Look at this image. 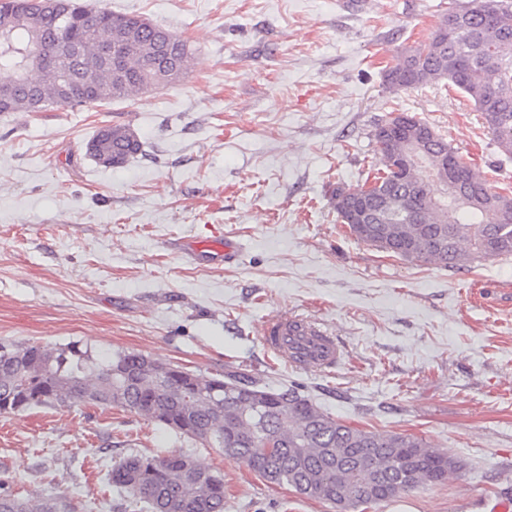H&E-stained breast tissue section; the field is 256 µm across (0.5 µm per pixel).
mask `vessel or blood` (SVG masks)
<instances>
[{"label": "vessel or blood", "instance_id": "1", "mask_svg": "<svg viewBox=\"0 0 512 512\" xmlns=\"http://www.w3.org/2000/svg\"><path fill=\"white\" fill-rule=\"evenodd\" d=\"M181 248L198 261L230 257L238 251L237 243L229 239L203 243L190 238L183 240ZM258 335L266 350L295 368L329 373L343 359L335 336L296 315L285 314L263 323Z\"/></svg>", "mask_w": 512, "mask_h": 512}]
</instances>
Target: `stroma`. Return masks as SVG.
Here are the masks:
<instances>
[{
    "instance_id": "stroma-1",
    "label": "stroma",
    "mask_w": 512,
    "mask_h": 512,
    "mask_svg": "<svg viewBox=\"0 0 512 512\" xmlns=\"http://www.w3.org/2000/svg\"><path fill=\"white\" fill-rule=\"evenodd\" d=\"M84 2L167 29L195 61L130 100L0 113V339L291 384L348 424L415 435L463 464L356 512L512 501V257L459 269L404 261L358 242L331 203L371 174L374 130L398 112L512 191V159L462 93L384 84L397 50L426 44L448 0ZM115 123L143 152L106 168L86 144ZM213 236L237 241L233 261L176 249ZM285 312L344 345L336 373L266 353L258 326ZM135 454H184L223 475L224 512H336L128 411L0 416V483L21 497L138 512L108 481Z\"/></svg>"
}]
</instances>
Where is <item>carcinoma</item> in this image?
<instances>
[{
    "mask_svg": "<svg viewBox=\"0 0 512 512\" xmlns=\"http://www.w3.org/2000/svg\"><path fill=\"white\" fill-rule=\"evenodd\" d=\"M66 11L67 23L55 10ZM165 29L145 26L143 17L92 11L78 0H56L26 10L21 0H0V112H28L39 97L40 110L131 99L149 87L180 81L194 57L191 45ZM125 42L120 72L99 64L103 47ZM59 43L53 58L40 45ZM83 53L71 59L69 45ZM73 84V98L57 99L62 75ZM395 90L444 83L473 102L500 151L512 156V0L449 3L430 41L400 51L384 70ZM394 114L374 132L378 168L357 186L370 189L374 223L353 224L336 189L333 204L341 223L357 240L403 260L448 268L512 257V195L495 190L475 165L438 133L420 143L414 132L429 124ZM95 153L120 166L142 150L126 124L101 128L88 142ZM419 150L421 163L403 176L394 161ZM456 160L465 182L424 198L416 185L427 170L439 172ZM492 212L493 223L484 222ZM164 363L139 353L102 358L71 342L60 348L0 341V415L77 402L121 408L201 445L218 448L258 472L267 482L291 487L310 499L332 504L336 512L387 501L417 487L440 483L461 464L413 434L377 435L347 424L315 405L296 388L261 387L244 374L205 376L184 367L164 373ZM112 485L131 503L150 512H224V479L184 455H134L112 468ZM0 512H76L63 496L19 497L0 493Z\"/></svg>",
    "mask_w": 512,
    "mask_h": 512,
    "instance_id": "1",
    "label": "carcinoma"
}]
</instances>
